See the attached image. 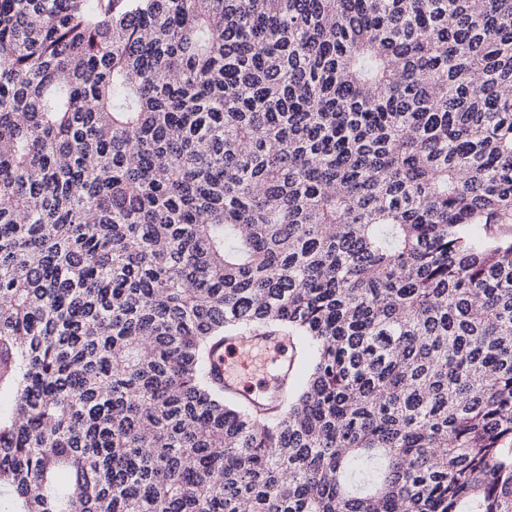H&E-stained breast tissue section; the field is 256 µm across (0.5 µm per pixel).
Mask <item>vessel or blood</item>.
Returning <instances> with one entry per match:
<instances>
[{
	"label": "vessel or blood",
	"mask_w": 512,
	"mask_h": 512,
	"mask_svg": "<svg viewBox=\"0 0 512 512\" xmlns=\"http://www.w3.org/2000/svg\"><path fill=\"white\" fill-rule=\"evenodd\" d=\"M209 367L226 392L270 411L279 406L294 363L287 338L261 331L225 337L213 350Z\"/></svg>",
	"instance_id": "b4317fda"
}]
</instances>
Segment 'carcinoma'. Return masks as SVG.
<instances>
[{
  "mask_svg": "<svg viewBox=\"0 0 512 512\" xmlns=\"http://www.w3.org/2000/svg\"><path fill=\"white\" fill-rule=\"evenodd\" d=\"M506 87L512 0H0V512H512ZM291 343V340L289 341ZM297 375L289 382L299 385L307 367L299 363L294 345L275 332H249L224 338V344L216 347L210 356L211 376L229 392L260 410H273L282 400V386L294 370ZM275 365L276 375L272 384L265 380L267 360Z\"/></svg>",
  "mask_w": 512,
  "mask_h": 512,
  "instance_id": "carcinoma-1",
  "label": "carcinoma"
}]
</instances>
